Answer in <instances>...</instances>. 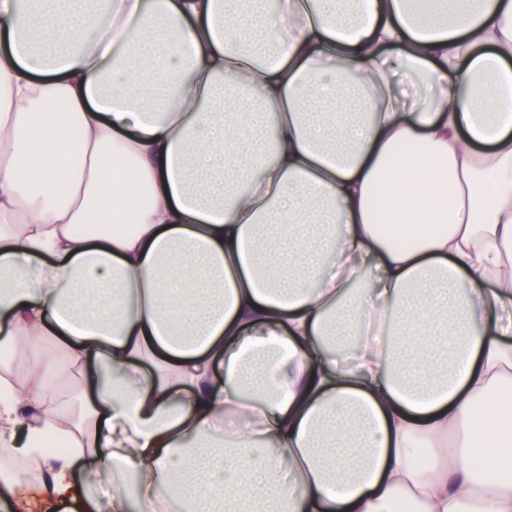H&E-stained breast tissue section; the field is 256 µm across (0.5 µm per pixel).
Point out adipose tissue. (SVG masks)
Segmentation results:
<instances>
[{"mask_svg":"<svg viewBox=\"0 0 512 512\" xmlns=\"http://www.w3.org/2000/svg\"><path fill=\"white\" fill-rule=\"evenodd\" d=\"M264 2L0 0L7 512H512V0Z\"/></svg>","mask_w":512,"mask_h":512,"instance_id":"1","label":"adipose tissue"}]
</instances>
